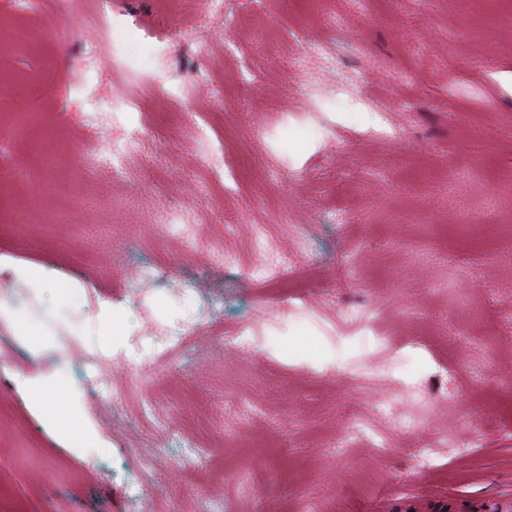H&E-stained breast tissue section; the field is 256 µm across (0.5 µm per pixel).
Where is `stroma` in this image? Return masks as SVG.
Wrapping results in <instances>:
<instances>
[{"label": "stroma", "instance_id": "35a3bbf8", "mask_svg": "<svg viewBox=\"0 0 512 512\" xmlns=\"http://www.w3.org/2000/svg\"><path fill=\"white\" fill-rule=\"evenodd\" d=\"M116 33L140 30L129 61L91 56L95 39L73 0H0V26L41 37V54L0 52V178L47 196L11 200L0 240L7 261L45 266L67 300L9 287L25 323L48 335L33 354L11 323L0 340V512H499L512 505V0H103ZM341 21L325 33L321 15ZM65 27L63 40L42 34ZM331 62L309 61L301 90L289 62L307 40ZM369 100L336 104L339 81ZM88 83L91 98L77 95ZM141 133L125 180L88 182L95 147ZM207 133L224 173L194 163ZM52 149L53 170L31 156ZM468 158L471 169L457 168ZM184 205L200 237L186 246L156 217ZM264 225L266 249L305 272L301 290L258 287L249 275ZM460 224L466 249L442 251L438 227ZM303 233L294 251L290 231ZM222 242L236 267L209 265ZM166 259L167 278L135 279ZM112 303L116 336L103 350L98 303ZM259 330L256 344L208 365L181 352L173 386L116 393L129 368L188 316ZM107 352L111 365L85 371ZM485 362L482 377L468 363ZM100 442L78 448L60 421L33 409L13 375L54 376ZM424 410L418 431L402 414ZM162 409L178 430L158 429ZM368 436L349 437L351 421ZM450 436L420 469V443Z\"/></svg>", "mask_w": 512, "mask_h": 512}]
</instances>
